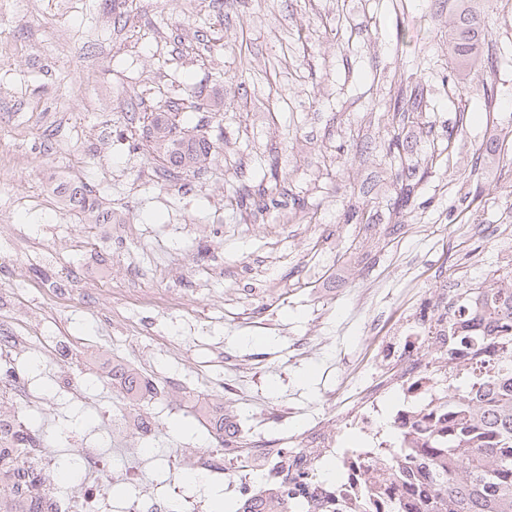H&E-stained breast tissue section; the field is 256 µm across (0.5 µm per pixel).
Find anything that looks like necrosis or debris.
I'll return each instance as SVG.
<instances>
[{
    "mask_svg": "<svg viewBox=\"0 0 512 512\" xmlns=\"http://www.w3.org/2000/svg\"><path fill=\"white\" fill-rule=\"evenodd\" d=\"M441 304L431 298L426 302V317L417 318L403 336L396 353L394 371L380 387L363 388L356 401L341 415L346 429L356 433L360 444L355 448L338 449L336 436L326 426L316 423L295 436L305 465L322 469L324 462H332L338 473L335 484L307 486L302 490L306 499H325L335 492L358 497L369 490L375 471L374 463L381 460L386 448H420L424 436L448 434V410L454 407L455 394L446 392L437 383L431 359L446 350L443 337L430 330L431 314L439 312ZM31 391L26 380L18 374L0 376V399L11 403L13 413L0 418V435L11 438L25 423L18 409L28 402ZM390 414L392 433L383 439L377 419ZM279 439L257 437L250 440V458L246 465L228 461L223 449L200 452L171 462L173 471H194L210 477H224L225 481L248 499L263 497L295 481L294 468L288 467L277 450ZM107 463L96 443L81 444L79 474L90 480L89 490L82 495L66 497L57 488L44 486L43 497L51 512H106L109 490L103 482Z\"/></svg>",
    "mask_w": 512,
    "mask_h": 512,
    "instance_id": "4bbe7bcc",
    "label": "necrosis or debris"
}]
</instances>
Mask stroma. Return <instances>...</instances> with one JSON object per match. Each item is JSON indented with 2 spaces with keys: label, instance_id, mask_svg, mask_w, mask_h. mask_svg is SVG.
<instances>
[{
  "label": "stroma",
  "instance_id": "obj_1",
  "mask_svg": "<svg viewBox=\"0 0 512 512\" xmlns=\"http://www.w3.org/2000/svg\"><path fill=\"white\" fill-rule=\"evenodd\" d=\"M455 20L453 0H21L0 12V167L13 183L0 226L23 243L0 257V322L27 340L28 427L61 464L79 435L99 437L113 512L134 492L130 472L169 494V457L214 447L197 406L223 405L250 437L320 419L344 434L341 413L391 375L384 352L425 300L512 271V0L486 5L494 68L453 69ZM190 87L208 110L185 125L216 158L166 176L143 122ZM395 135L399 160L385 151ZM405 164L416 176L403 206ZM65 180L93 187L132 235L69 214L54 192ZM268 186L266 207L236 205ZM300 202L311 221L295 219ZM117 364L157 387L137 457L102 420L124 406L100 380Z\"/></svg>",
  "mask_w": 512,
  "mask_h": 512
}]
</instances>
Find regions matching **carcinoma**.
I'll use <instances>...</instances> for the list:
<instances>
[{
  "label": "carcinoma",
  "instance_id": "1",
  "mask_svg": "<svg viewBox=\"0 0 512 512\" xmlns=\"http://www.w3.org/2000/svg\"><path fill=\"white\" fill-rule=\"evenodd\" d=\"M487 0H454L457 24L448 30V59L458 71H467L481 59L483 4ZM188 103L170 101L151 115L149 148L167 175H194L209 164L213 142L204 135L175 136L180 117L204 103L192 92ZM68 211L91 224H110L112 209L98 202L84 183L60 184ZM448 317V353L438 361L446 368L439 382L465 367L466 386L454 387L462 402L449 418L448 441L434 436L431 448L418 458L401 450L389 459L390 475H405L417 492L396 501L395 512H512V288L482 285L451 297ZM126 400L140 402L153 387L136 369L116 368ZM47 443L44 435L27 428L11 448L0 446V512H44L35 478L28 474L16 448ZM288 488V510L270 495L237 512H314L309 503ZM326 512H366L365 500L336 496Z\"/></svg>",
  "mask_w": 512,
  "mask_h": 512
}]
</instances>
